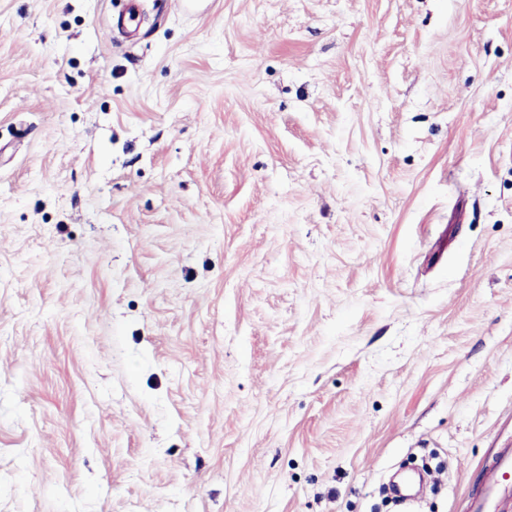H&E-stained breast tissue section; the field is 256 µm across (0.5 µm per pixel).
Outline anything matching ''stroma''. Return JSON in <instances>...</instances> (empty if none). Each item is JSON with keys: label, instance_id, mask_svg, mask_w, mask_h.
Listing matches in <instances>:
<instances>
[{"label": "stroma", "instance_id": "obj_1", "mask_svg": "<svg viewBox=\"0 0 512 512\" xmlns=\"http://www.w3.org/2000/svg\"><path fill=\"white\" fill-rule=\"evenodd\" d=\"M123 3L0 0V512H470L512 0Z\"/></svg>", "mask_w": 512, "mask_h": 512}]
</instances>
